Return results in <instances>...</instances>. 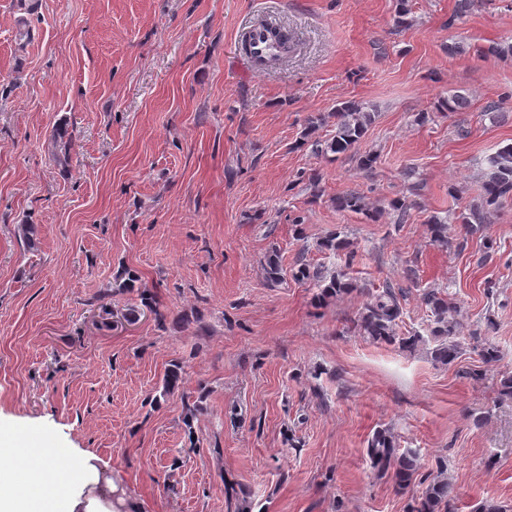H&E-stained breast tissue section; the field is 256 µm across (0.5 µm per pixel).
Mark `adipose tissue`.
I'll return each mask as SVG.
<instances>
[{"instance_id":"adipose-tissue-1","label":"adipose tissue","mask_w":512,"mask_h":512,"mask_svg":"<svg viewBox=\"0 0 512 512\" xmlns=\"http://www.w3.org/2000/svg\"><path fill=\"white\" fill-rule=\"evenodd\" d=\"M79 471L63 479L58 456L41 453L31 480L0 490V512H121L124 502L115 496L111 474L80 455Z\"/></svg>"}]
</instances>
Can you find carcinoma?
Masks as SVG:
<instances>
[{
    "label": "carcinoma",
    "mask_w": 512,
    "mask_h": 512,
    "mask_svg": "<svg viewBox=\"0 0 512 512\" xmlns=\"http://www.w3.org/2000/svg\"><path fill=\"white\" fill-rule=\"evenodd\" d=\"M330 117L333 118V136L314 142L316 151L324 155H345L355 150L372 121L371 113L364 111V107L358 102H347L337 107L330 113ZM487 163L488 173L482 185L480 204L471 209L469 215L461 216V221L467 226L469 233L474 231V224L483 223L490 210L512 197V145L490 154ZM336 205L343 210H367L364 197L356 191L337 198ZM427 223L431 224L433 242L441 245L448 243L445 220L432 215ZM402 296L403 289L390 285L376 294H371L356 319L359 332L373 342H396L404 348H413L424 341V336L417 333L404 337L396 335V327L402 314ZM420 299L432 314V320L426 326L427 335L436 342L431 351L432 359L441 365L454 363L459 355V342L456 337L460 330L455 318L456 306L453 299L438 288L423 290ZM183 373V363L176 362L171 365L163 378V395L168 396L178 389ZM367 455L373 468L381 472H391L394 484L400 491L410 487L419 469L418 453L412 449L399 451L394 447L392 435L384 430L375 433L367 448ZM451 497L452 486L445 473L441 472L427 486L410 512H439L441 506L448 505Z\"/></svg>",
    "instance_id": "obj_1"
}]
</instances>
